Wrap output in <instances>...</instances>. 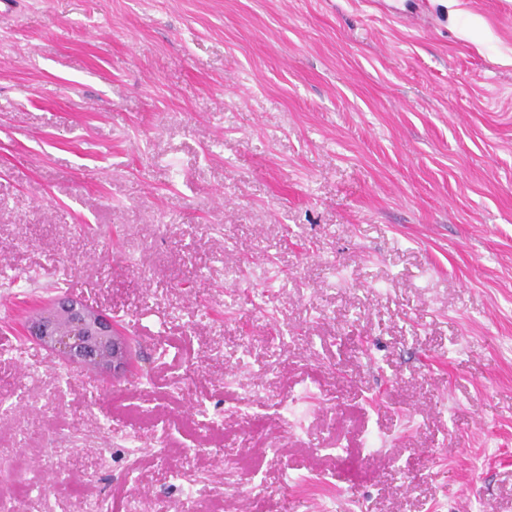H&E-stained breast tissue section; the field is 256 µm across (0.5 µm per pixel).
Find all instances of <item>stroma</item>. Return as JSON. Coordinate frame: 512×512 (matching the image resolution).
I'll return each mask as SVG.
<instances>
[{"instance_id":"35a3bbf8","label":"stroma","mask_w":512,"mask_h":512,"mask_svg":"<svg viewBox=\"0 0 512 512\" xmlns=\"http://www.w3.org/2000/svg\"><path fill=\"white\" fill-rule=\"evenodd\" d=\"M326 504L512 512V0H15L0 512ZM26 336L65 362L93 366L108 379H123L133 368L132 340L119 333L110 315L74 296H58L30 316Z\"/></svg>"}]
</instances>
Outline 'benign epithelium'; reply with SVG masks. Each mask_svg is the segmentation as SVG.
I'll list each match as a JSON object with an SVG mask.
<instances>
[{"label": "benign epithelium", "mask_w": 512, "mask_h": 512, "mask_svg": "<svg viewBox=\"0 0 512 512\" xmlns=\"http://www.w3.org/2000/svg\"><path fill=\"white\" fill-rule=\"evenodd\" d=\"M26 335L65 362L90 365L108 379H123L133 368L132 340L110 315L74 296H58L30 316Z\"/></svg>", "instance_id": "obj_1"}]
</instances>
